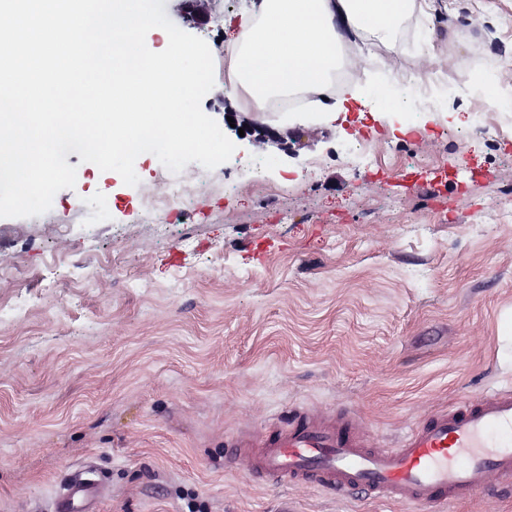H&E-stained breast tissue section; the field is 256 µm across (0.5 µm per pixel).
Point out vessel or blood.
<instances>
[{"label":"vessel or blood","instance_id":"vessel-or-blood-1","mask_svg":"<svg viewBox=\"0 0 512 512\" xmlns=\"http://www.w3.org/2000/svg\"><path fill=\"white\" fill-rule=\"evenodd\" d=\"M228 453L275 482L449 506L487 490L491 477H512V389L464 400L413 426L392 447L370 443L347 421L302 408L261 444L236 436ZM98 491L96 473H75L61 482L52 512H89Z\"/></svg>","mask_w":512,"mask_h":512}]
</instances>
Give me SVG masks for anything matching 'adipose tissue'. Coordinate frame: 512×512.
I'll use <instances>...</instances> for the list:
<instances>
[{"label": "adipose tissue", "mask_w": 512, "mask_h": 512, "mask_svg": "<svg viewBox=\"0 0 512 512\" xmlns=\"http://www.w3.org/2000/svg\"><path fill=\"white\" fill-rule=\"evenodd\" d=\"M438 8L437 0H250L239 29L224 31V88L242 111L262 117L293 94L343 111L361 91L337 85L335 75L360 38L387 42L399 22Z\"/></svg>", "instance_id": "ef3b65f1"}]
</instances>
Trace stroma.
Returning a JSON list of instances; mask_svg holds the SVG:
<instances>
[{"label": "stroma", "instance_id": "obj_1", "mask_svg": "<svg viewBox=\"0 0 512 512\" xmlns=\"http://www.w3.org/2000/svg\"><path fill=\"white\" fill-rule=\"evenodd\" d=\"M392 47L352 59L348 112L279 115L294 157L244 145L212 170L189 163L179 209H147L167 168L137 158L138 185L69 153L74 188L31 218H0V512H50L67 472L107 488L91 512H414L393 501L285 487L225 457L294 410L352 414L395 445L431 413L512 388V115L468 90L482 58L512 80V0H446ZM247 0H183L168 18L206 41L223 121L224 23ZM434 74L425 134L393 108L403 70ZM375 157L358 168L356 144Z\"/></svg>", "mask_w": 512, "mask_h": 512}]
</instances>
